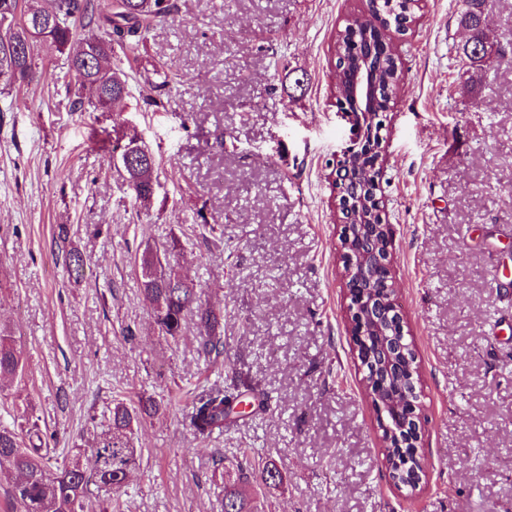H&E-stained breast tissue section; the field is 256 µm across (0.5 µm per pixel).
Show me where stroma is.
<instances>
[{
  "label": "stroma",
  "mask_w": 512,
  "mask_h": 512,
  "mask_svg": "<svg viewBox=\"0 0 512 512\" xmlns=\"http://www.w3.org/2000/svg\"><path fill=\"white\" fill-rule=\"evenodd\" d=\"M172 2L114 111L75 110L69 54L47 44L30 81L0 91V326L26 365L0 392V425L27 405L52 447L73 452L113 398L164 399L134 431L141 462L121 512H220L219 458L258 512H512V55L463 104L461 0H426L399 45L398 102L379 115L392 273L420 369L426 476L411 491L387 476L352 348L327 179L347 136L331 47L359 0ZM117 138L159 164L150 206L113 169ZM204 221L221 240L202 238ZM62 224L82 276L56 245ZM173 236L177 271L224 310L217 362L195 325L159 336L139 288L143 249ZM220 376L271 405L201 441L189 395ZM245 448L277 464L281 488L239 482Z\"/></svg>",
  "instance_id": "obj_1"
}]
</instances>
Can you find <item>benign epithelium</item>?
<instances>
[{"label": "benign epithelium", "instance_id": "1", "mask_svg": "<svg viewBox=\"0 0 512 512\" xmlns=\"http://www.w3.org/2000/svg\"><path fill=\"white\" fill-rule=\"evenodd\" d=\"M338 117L350 127L348 140L336 152L332 166L336 170L350 167L364 154L381 152L380 125L363 124L362 113L350 112L344 102H337ZM341 247L344 251V277L346 288H354V282L364 280L371 299L361 296L350 302L351 335L354 346H359L363 336L371 333L380 340L376 357L372 362L381 368L384 379L369 382L368 395L379 416L380 427L386 443L419 447L421 421L417 413L418 393L412 389L407 399L394 392L389 376L398 357H408L402 349L403 341L395 335H404L403 320L397 303L395 282L391 269V228L388 224H372L365 232V225L351 224L342 220Z\"/></svg>", "mask_w": 512, "mask_h": 512}]
</instances>
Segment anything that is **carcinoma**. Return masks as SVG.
<instances>
[{
	"mask_svg": "<svg viewBox=\"0 0 512 512\" xmlns=\"http://www.w3.org/2000/svg\"><path fill=\"white\" fill-rule=\"evenodd\" d=\"M491 5L492 0H462L457 14L458 26L466 33L459 52L473 83L491 67L495 57L505 53L491 26ZM2 9L11 10L16 24L20 25L12 34L0 33V67L11 63L18 70V78L4 81V86L31 77L39 46L48 43L62 51L79 34L81 40L71 59V70L76 77L75 105L80 110L106 112L130 91L129 76L121 67L120 55L133 53L146 38L152 22L171 14L173 4L170 0H120L117 4L106 0L101 8L92 0H52L51 8L47 9L38 5V0H0ZM415 11L414 0H366L334 44L336 98L346 100L351 96L353 72L362 64L372 71L377 87L367 111L377 114L389 110L399 89L400 61L391 50L381 47L374 22L402 33L412 24ZM38 16L45 24L41 30L43 37L32 41L27 54L14 55L13 40L24 33L21 24ZM123 148L134 156L116 171L127 181L138 179L133 195L145 204L153 198L157 185L156 158L134 139ZM381 175L380 170L367 169L360 178L353 169L343 172L339 178L346 184V192L354 195L364 193ZM154 264L151 250L143 251L141 287L159 335L174 340L183 335L191 320L203 331L202 352L214 359L224 356L223 315L202 303L193 284L184 278L173 279L172 270L148 275ZM23 373L24 360L14 336L1 327L0 381L15 379ZM246 390L256 393L245 382L231 387L216 382L197 395L189 413L194 435L207 440L223 434L224 423L236 414ZM161 407L162 403L150 396L139 397L134 406L124 399L113 402L108 430L90 447L61 463L52 460L50 448L42 447L43 433L37 422L25 417L12 428L1 427L0 480L10 485L14 507L19 512H97L91 487L115 494L124 491L127 471L140 464V453L131 441L133 426L158 414ZM384 455L396 471L392 476L395 485L416 489L421 466L412 449L386 448ZM260 480L264 486L274 489L283 482V476L277 465L268 461L262 466ZM220 512H254V509L235 485L226 483Z\"/></svg>",
	"mask_w": 512,
	"mask_h": 512,
	"instance_id": "obj_1",
	"label": "carcinoma"
}]
</instances>
